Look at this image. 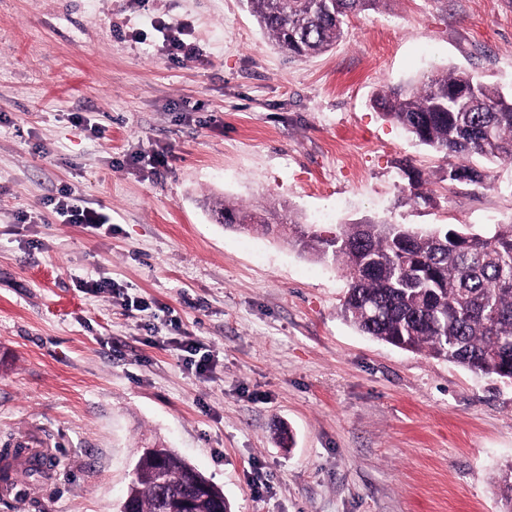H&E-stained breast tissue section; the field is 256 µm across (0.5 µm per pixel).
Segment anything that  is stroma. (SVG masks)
Here are the masks:
<instances>
[{"label": "stroma", "instance_id": "stroma-1", "mask_svg": "<svg viewBox=\"0 0 512 512\" xmlns=\"http://www.w3.org/2000/svg\"><path fill=\"white\" fill-rule=\"evenodd\" d=\"M454 68L512 90V0H390L308 60L246 0H0V448L54 463L0 512H119L155 438L230 512H501L512 384L361 335L337 265L210 214L512 221V163L448 184L372 106ZM65 192L108 224L63 222Z\"/></svg>", "mask_w": 512, "mask_h": 512}]
</instances>
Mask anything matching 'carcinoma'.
I'll list each match as a JSON object with an SVG mask.
<instances>
[{
	"instance_id": "carcinoma-1",
	"label": "carcinoma",
	"mask_w": 512,
	"mask_h": 512,
	"mask_svg": "<svg viewBox=\"0 0 512 512\" xmlns=\"http://www.w3.org/2000/svg\"><path fill=\"white\" fill-rule=\"evenodd\" d=\"M390 0H247L251 13L289 57L306 60L328 50L348 18ZM375 107L420 144L448 160L451 185L492 183L490 165L512 162V93L465 70H443L417 85L379 90ZM217 213L245 231L288 236L294 223L282 205L241 208L228 201ZM303 251L341 267L349 288L340 310L359 333L392 346L425 352L472 373L512 383V222L484 236L462 224L422 230L407 224H348L332 238L298 239ZM24 474L51 478L44 453L22 446L0 450V482L14 464ZM126 497L137 512H171L179 499L198 512H217L224 493L164 443L142 448Z\"/></svg>"
}]
</instances>
